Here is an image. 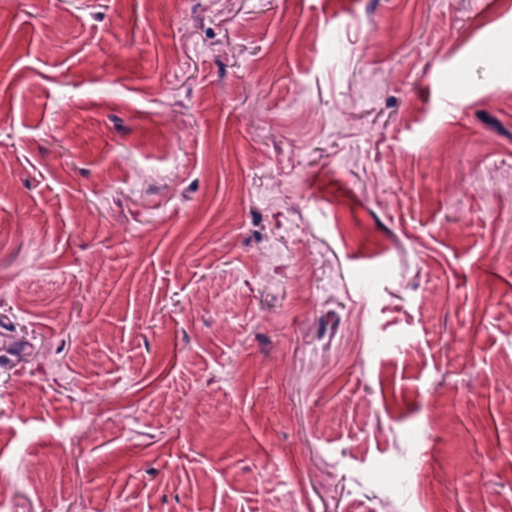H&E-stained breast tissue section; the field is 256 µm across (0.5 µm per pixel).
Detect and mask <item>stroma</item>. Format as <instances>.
<instances>
[{
    "label": "stroma",
    "instance_id": "stroma-1",
    "mask_svg": "<svg viewBox=\"0 0 512 512\" xmlns=\"http://www.w3.org/2000/svg\"><path fill=\"white\" fill-rule=\"evenodd\" d=\"M12 512H512V0H0Z\"/></svg>",
    "mask_w": 512,
    "mask_h": 512
}]
</instances>
